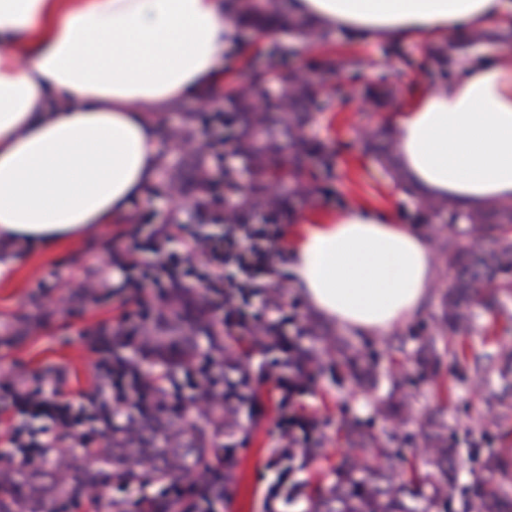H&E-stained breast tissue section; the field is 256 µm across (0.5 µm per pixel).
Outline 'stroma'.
<instances>
[{"label":"stroma","mask_w":512,"mask_h":512,"mask_svg":"<svg viewBox=\"0 0 512 512\" xmlns=\"http://www.w3.org/2000/svg\"><path fill=\"white\" fill-rule=\"evenodd\" d=\"M239 46L224 65L225 78L245 62L264 65L267 54L278 45H293L294 52L279 61L275 72L291 68L308 69L334 63L336 71L328 80L332 105L319 113L313 130L317 138L336 153V165L330 178L321 179L322 189L315 196L295 204L294 218L288 223L289 236L302 233L295 221L306 211L343 209L349 206L392 214L397 223L419 227L417 203L393 182L384 170L365 153L360 130L363 126L379 128L392 122L396 107L409 102L420 91L436 87L448 75L430 58L431 46L417 40L396 43L360 41L343 31H328L326 39L312 46L293 44L284 33L258 35L256 31L238 32ZM359 58L364 65L351 69L347 60ZM384 85L393 90L390 106L368 110L348 97L351 87L365 84ZM134 223L102 224L85 237L65 244L32 251L16 247L13 265L0 275V375L39 379L47 393L58 394L74 406L91 407L95 394L89 393V379L94 363L101 357V331H118L125 325L126 313L145 306L160 310L161 299L154 289L140 292L113 289L103 303L83 302L82 285L91 283L109 270L116 284L127 277H139L146 268L159 266L169 255L182 251L179 240H165L159 251L145 249L158 225L169 215L197 234L223 233L220 224L201 222L194 209L175 211L163 176H156L143 197L129 206ZM438 289L447 285L448 267L441 255L433 257ZM431 292L417 314L406 324L385 336H368L338 328L336 321L324 320V327L339 329L363 352L376 356L381 370H388L392 341L404 344L398 372L415 396L416 414L441 412L460 448L461 466L457 488L449 512H466L471 498L474 474L480 471L485 457L493 451L512 456V405L489 406L490 389L500 388L503 380L498 368L475 371L472 357L495 354L499 344L512 345V299L506 303L507 315L499 319L498 335L485 330L486 318L456 337L469 361L455 363L442 358L438 379L420 377L411 360L420 339L433 337V319L440 294ZM256 390L264 403V413L254 417L248 405L237 410L233 430L218 435L214 445L233 449L239 465L234 472L235 493L217 512H306L315 490L330 486L336 479L335 469L346 443L343 427L353 420L370 423L374 432L384 434L390 425L373 409L389 390L387 378L378 383H355L345 369L328 364L317 371L316 379L302 396L303 404L312 406L321 417L325 435L320 455L286 458L278 454L270 430L278 410V398L269 391L264 378L278 354L253 349L249 352Z\"/></svg>","instance_id":"stroma-1"}]
</instances>
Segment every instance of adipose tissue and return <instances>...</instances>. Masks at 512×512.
<instances>
[{
	"label": "adipose tissue",
	"instance_id": "obj_1",
	"mask_svg": "<svg viewBox=\"0 0 512 512\" xmlns=\"http://www.w3.org/2000/svg\"><path fill=\"white\" fill-rule=\"evenodd\" d=\"M325 30L435 42L512 0H292ZM238 37L233 0H0V246L44 247L121 220L159 164L154 113L208 102ZM393 118L399 158L437 198L512 199V55L461 58ZM289 267L326 317L387 335L435 280L425 237L386 213L316 209Z\"/></svg>",
	"mask_w": 512,
	"mask_h": 512
}]
</instances>
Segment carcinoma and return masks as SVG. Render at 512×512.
I'll return each instance as SVG.
<instances>
[{
    "label": "carcinoma",
    "instance_id": "cac0c4a2",
    "mask_svg": "<svg viewBox=\"0 0 512 512\" xmlns=\"http://www.w3.org/2000/svg\"><path fill=\"white\" fill-rule=\"evenodd\" d=\"M240 25L263 31H283L302 44L316 43L323 34L311 23L287 9L288 0H236ZM460 49L455 42L433 47V62L444 67ZM268 74L252 65L239 68L233 84L224 94V125L235 129L234 150L247 159L254 170L265 175L252 189L237 197L224 210V223L243 224L256 213L279 216L298 200L312 197L317 187L314 167L326 174L333 170L334 153L322 141L309 137L307 128L316 121L313 107L323 111L331 97L321 98L324 86L312 83L305 73L288 78V91L269 97L265 86ZM195 113H180V122L171 126L174 136L193 138ZM374 160L410 197L419 202L422 224H459L468 227L475 246L463 247L448 239L439 244L448 252L452 279L441 296L436 317L438 338L420 342L414 362L426 374L440 361L437 339L470 329L478 315L474 307L489 312L500 307L499 295L512 296V200H489L467 206L452 199L431 197L403 171L391 129H377L365 139ZM208 166L204 155L191 154L187 171L168 174L174 193L191 196L200 209L208 205ZM310 336L326 337L329 356L342 365L356 382L378 380V359L361 352L349 342L341 344L330 332L311 320L305 327ZM207 337L209 348L219 349V330L212 322L208 302L183 288L170 293L166 307L155 321L143 326L137 350L151 356L170 376L174 369H185L202 356L196 336ZM512 363V346L498 345L496 355L474 358ZM390 390L375 406V412L398 427L415 420L414 395L404 380L388 374ZM211 409L194 422L185 421L184 412H169L159 398L152 406H138L123 425L112 426L97 448H86L82 455L57 456L46 467L26 463L0 467V512H56L63 499L80 498L98 492L114 479L132 482L185 480L199 468L214 474L213 484L228 492L227 477L236 466L230 449L219 453L213 437L220 432L222 397L212 393ZM416 437L425 448L422 470L415 466L407 479L397 477L391 467L392 455L378 435L360 423L345 430L348 454L338 465L336 481L311 498L307 512H430L448 500L457 482V443L448 438V423L437 414L419 422ZM509 461L500 454L487 455L482 465L486 475L475 478V512H512V487L507 477ZM502 479H497V476Z\"/></svg>",
    "mask_w": 512,
    "mask_h": 512
}]
</instances>
